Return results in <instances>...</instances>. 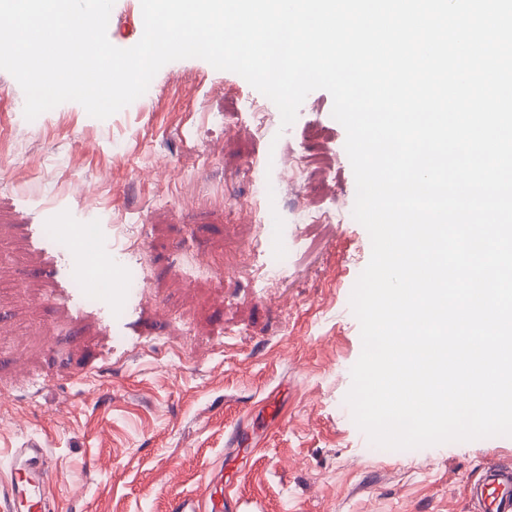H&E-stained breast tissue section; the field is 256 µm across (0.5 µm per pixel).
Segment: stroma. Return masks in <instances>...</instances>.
<instances>
[{"label":"stroma","instance_id":"stroma-1","mask_svg":"<svg viewBox=\"0 0 512 512\" xmlns=\"http://www.w3.org/2000/svg\"><path fill=\"white\" fill-rule=\"evenodd\" d=\"M116 0L110 42L141 38L137 10ZM264 96L240 75L199 58L164 65L150 95L107 119L68 101L35 120L0 70V448L28 436L54 461L53 512H167L170 496L202 487L225 462L242 499L264 512H474L467 482L490 461L512 463V437L376 455L347 411L362 351L350 296L371 255L353 219L356 182L329 92L303 102L293 129L257 132L249 102ZM300 159L302 184L280 197L288 278L258 272L271 253L255 206L253 168ZM123 252L109 274L140 272L138 311L99 303L71 320L47 300L50 272L26 227L56 247L57 207L77 213L85 189ZM304 208L315 224L298 221ZM252 446L228 444L232 430Z\"/></svg>","mask_w":512,"mask_h":512}]
</instances>
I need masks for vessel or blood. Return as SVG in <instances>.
I'll use <instances>...</instances> for the list:
<instances>
[{
    "label": "vessel or blood",
    "mask_w": 512,
    "mask_h": 512,
    "mask_svg": "<svg viewBox=\"0 0 512 512\" xmlns=\"http://www.w3.org/2000/svg\"><path fill=\"white\" fill-rule=\"evenodd\" d=\"M82 260L64 264L63 275H52L50 297L65 306L73 317H81L84 308L71 282L85 275ZM9 472L0 477V512H49L48 490L54 469L53 460L42 440L30 436L7 449ZM224 484L223 472H216L208 484L209 496L187 493L171 497L168 512H244L245 501L213 492ZM470 493L481 505L480 512H512V466L487 463L470 486Z\"/></svg>",
    "instance_id": "obj_1"
}]
</instances>
